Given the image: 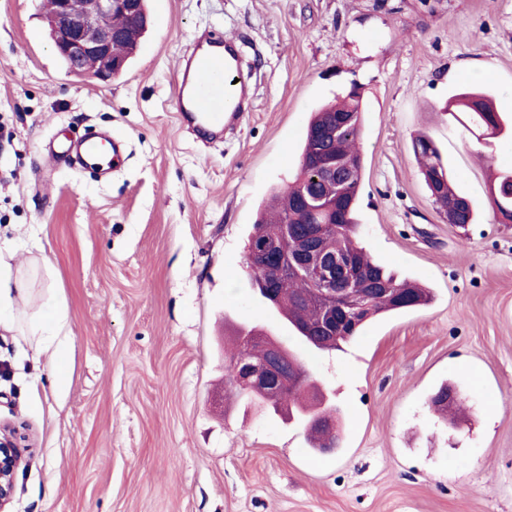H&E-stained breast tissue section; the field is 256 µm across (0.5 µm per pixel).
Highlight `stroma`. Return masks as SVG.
Returning a JSON list of instances; mask_svg holds the SVG:
<instances>
[{
    "label": "stroma",
    "mask_w": 512,
    "mask_h": 512,
    "mask_svg": "<svg viewBox=\"0 0 512 512\" xmlns=\"http://www.w3.org/2000/svg\"><path fill=\"white\" fill-rule=\"evenodd\" d=\"M152 23L111 83L56 54L47 0H0V241L33 287L0 330V422L27 450L10 512H512V224L489 204L483 149L446 115L477 88L512 116V0H149ZM234 40L253 90L233 134L181 130L171 97L197 32ZM486 65L487 77L472 68ZM359 86L364 170L356 236L432 292L336 351L304 344L251 289L256 214L298 171L311 113ZM125 135L112 180L48 163L87 128ZM430 135L478 208L437 212L413 138ZM65 310L73 356L31 370L30 325ZM251 321L341 411L338 450L303 425L225 398V339ZM465 418L429 407L441 384Z\"/></svg>",
    "instance_id": "35a3bbf8"
}]
</instances>
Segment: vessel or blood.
<instances>
[{
	"label": "vessel or blood",
	"mask_w": 512,
	"mask_h": 512,
	"mask_svg": "<svg viewBox=\"0 0 512 512\" xmlns=\"http://www.w3.org/2000/svg\"><path fill=\"white\" fill-rule=\"evenodd\" d=\"M204 48L197 50L180 68L175 85V110L180 120L214 133L237 120L243 110L244 92L235 81L237 59L225 49L221 35L207 32ZM126 155L123 138L103 132L76 140L54 142L49 161L91 167L100 177L110 178Z\"/></svg>",
	"instance_id": "1"
}]
</instances>
